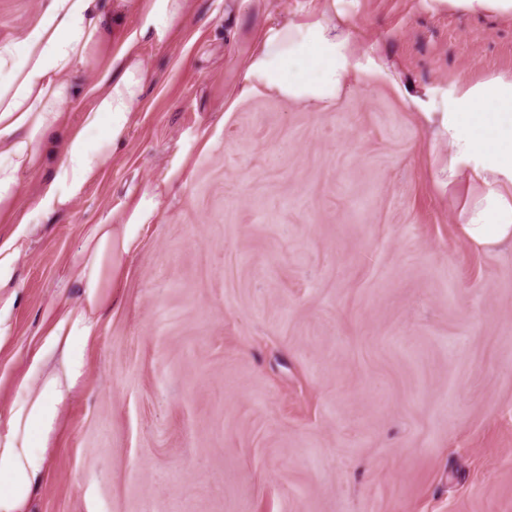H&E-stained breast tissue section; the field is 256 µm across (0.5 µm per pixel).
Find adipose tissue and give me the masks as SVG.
<instances>
[{"instance_id":"adipose-tissue-1","label":"adipose tissue","mask_w":512,"mask_h":512,"mask_svg":"<svg viewBox=\"0 0 512 512\" xmlns=\"http://www.w3.org/2000/svg\"><path fill=\"white\" fill-rule=\"evenodd\" d=\"M325 0L318 19L268 27L246 69L247 91L273 92L320 108L333 104L358 73L380 75L381 67L350 39L348 22ZM189 0H145L142 30L156 36L184 16ZM99 0H48L38 22L16 45H0V208L13 199L23 171L39 160V142L63 118L72 89L65 74L85 63L104 36ZM122 73L104 70L39 205L66 208L108 161L141 107L148 71L132 51L120 56ZM417 110L436 138L448 145V187L462 188L457 231L478 252L512 248V79L461 82L416 98ZM107 123V133L90 142L88 130ZM91 245L76 262L85 303L54 309L42 348L29 372L38 386L12 410L0 434V512H20L29 489L43 472V438L84 368L82 344L91 333L89 313L102 301L103 271L112 264L111 225H95Z\"/></svg>"}]
</instances>
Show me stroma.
Returning a JSON list of instances; mask_svg holds the SVG:
<instances>
[{
    "instance_id": "stroma-1",
    "label": "stroma",
    "mask_w": 512,
    "mask_h": 512,
    "mask_svg": "<svg viewBox=\"0 0 512 512\" xmlns=\"http://www.w3.org/2000/svg\"><path fill=\"white\" fill-rule=\"evenodd\" d=\"M111 33L69 82L0 219L19 237L0 288V429L27 395L49 309L84 290L73 265L94 225L153 215L103 276L84 372L61 406L22 512H512V248L457 235L413 97L512 78V17L433 0H339L385 70L317 109L245 93L265 28L322 0H190L99 177L38 207L88 89L138 31ZM46 0H0V44Z\"/></svg>"
}]
</instances>
